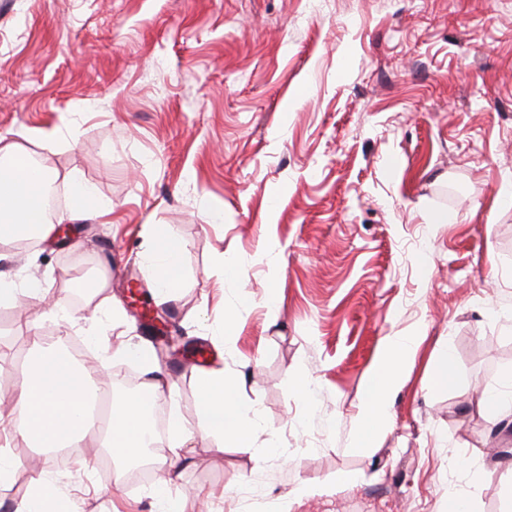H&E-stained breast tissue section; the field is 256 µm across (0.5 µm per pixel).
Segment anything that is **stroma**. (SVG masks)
<instances>
[{
    "instance_id": "obj_1",
    "label": "stroma",
    "mask_w": 512,
    "mask_h": 512,
    "mask_svg": "<svg viewBox=\"0 0 512 512\" xmlns=\"http://www.w3.org/2000/svg\"><path fill=\"white\" fill-rule=\"evenodd\" d=\"M0 137L112 208L18 253L50 299L0 305V374L38 331L139 378L128 347L152 334L130 292L168 314L206 352L154 354L191 435L167 488L183 512H446L452 493L503 512L512 420L478 400L512 369V0H0ZM159 226L187 244L163 304L143 263ZM394 334L417 335L415 363L377 431L364 384ZM206 372L254 406L250 445L205 432ZM8 453L10 510L38 457L80 512H157L158 479Z\"/></svg>"
}]
</instances>
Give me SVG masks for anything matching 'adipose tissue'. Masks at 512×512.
Instances as JSON below:
<instances>
[{
	"instance_id": "obj_1",
	"label": "adipose tissue",
	"mask_w": 512,
	"mask_h": 512,
	"mask_svg": "<svg viewBox=\"0 0 512 512\" xmlns=\"http://www.w3.org/2000/svg\"><path fill=\"white\" fill-rule=\"evenodd\" d=\"M0 156L12 162L11 171L0 175V303L16 304L46 293L40 280L16 283L5 267L13 260L16 242L50 239L53 226L46 211L45 188L54 174L45 164L30 169L16 143L0 140ZM184 251L180 238L158 234L149 260L156 271L159 302H166L182 280ZM413 342L410 336L384 338L364 390L365 422L378 428L386 424L388 401L414 362ZM34 352L36 366L16 383L12 406L0 409V424L12 423L23 441L43 448H84L92 442L126 459L144 455L152 437L149 418L153 398L169 383L146 345L133 349L142 365L145 386L133 397L114 402L110 426L104 432L96 427L90 413V389L98 376L97 368L75 371L67 352L51 344L35 343ZM199 389L207 432L220 441L248 445L257 432L254 408L236 400L232 387L214 375H202Z\"/></svg>"
}]
</instances>
